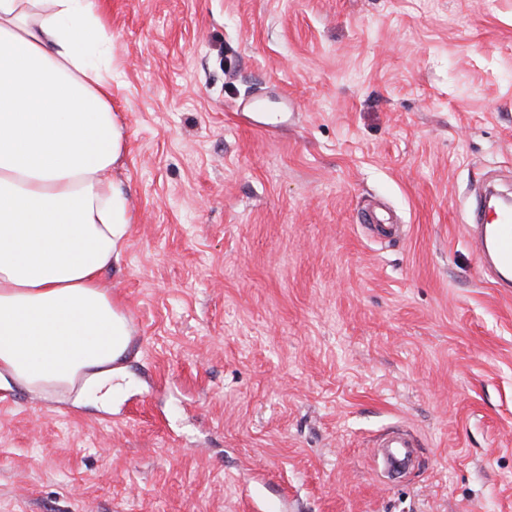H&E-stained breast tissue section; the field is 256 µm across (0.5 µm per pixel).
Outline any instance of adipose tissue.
I'll return each instance as SVG.
<instances>
[{
    "instance_id": "obj_1",
    "label": "adipose tissue",
    "mask_w": 512,
    "mask_h": 512,
    "mask_svg": "<svg viewBox=\"0 0 512 512\" xmlns=\"http://www.w3.org/2000/svg\"><path fill=\"white\" fill-rule=\"evenodd\" d=\"M98 0H0V378L111 400L130 323L101 285L127 234Z\"/></svg>"
}]
</instances>
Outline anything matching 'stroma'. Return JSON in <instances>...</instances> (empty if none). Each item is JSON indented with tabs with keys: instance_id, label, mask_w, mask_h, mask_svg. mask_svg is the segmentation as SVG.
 <instances>
[{
	"instance_id": "1",
	"label": "stroma",
	"mask_w": 512,
	"mask_h": 512,
	"mask_svg": "<svg viewBox=\"0 0 512 512\" xmlns=\"http://www.w3.org/2000/svg\"><path fill=\"white\" fill-rule=\"evenodd\" d=\"M102 6L128 386L1 384L0 512H512V288L468 233L512 192V0ZM417 440L414 434L403 426H395L374 441L375 448H402L407 453V448H415Z\"/></svg>"
}]
</instances>
